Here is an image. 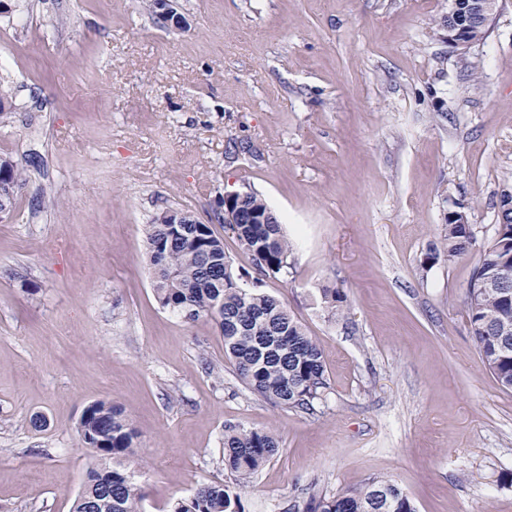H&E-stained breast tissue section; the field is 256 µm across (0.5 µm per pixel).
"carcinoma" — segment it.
Instances as JSON below:
<instances>
[{
    "label": "carcinoma",
    "instance_id": "carcinoma-1",
    "mask_svg": "<svg viewBox=\"0 0 512 512\" xmlns=\"http://www.w3.org/2000/svg\"><path fill=\"white\" fill-rule=\"evenodd\" d=\"M230 229L250 252L261 276H288L290 245L282 225L258 195L240 196ZM495 225L467 288L466 317L483 362L499 386L512 391V212ZM147 254L154 274V292L162 307L188 321L210 318L224 336V347L238 376L258 396L275 406L315 410L330 388L320 348L282 302L262 291L260 279L247 271L234 272L222 239L190 212L182 223H168V212L155 216L147 230ZM475 242L468 215L448 212L441 247L424 262L454 263ZM328 316L336 317L346 301L336 288L323 289ZM78 436L95 449L98 467L77 494L72 512H141V490L130 480L127 461L138 434L123 410L108 401L88 405ZM279 439L270 431L230 426L224 429V467L247 476L278 451ZM391 491L390 512H416L398 484L373 479L337 496L310 498L288 512H375L376 491ZM245 485H206L188 498L174 501L170 512H244Z\"/></svg>",
    "mask_w": 512,
    "mask_h": 512
}]
</instances>
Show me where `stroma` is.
I'll use <instances>...</instances> for the list:
<instances>
[{"mask_svg":"<svg viewBox=\"0 0 512 512\" xmlns=\"http://www.w3.org/2000/svg\"><path fill=\"white\" fill-rule=\"evenodd\" d=\"M0 156L26 183L0 220V512H71L97 458L77 434L109 400L138 432L143 512L230 484L226 425L280 449L245 512H287L377 477L417 512H512V391L465 295L512 185V0L448 44L452 0H6ZM252 191L291 243L265 279L322 351L315 412L252 394L207 318L163 308L146 226L183 209L250 255L224 197ZM476 242L427 265L449 211ZM346 296L328 321L322 291Z\"/></svg>","mask_w":512,"mask_h":512,"instance_id":"stroma-1","label":"stroma"}]
</instances>
